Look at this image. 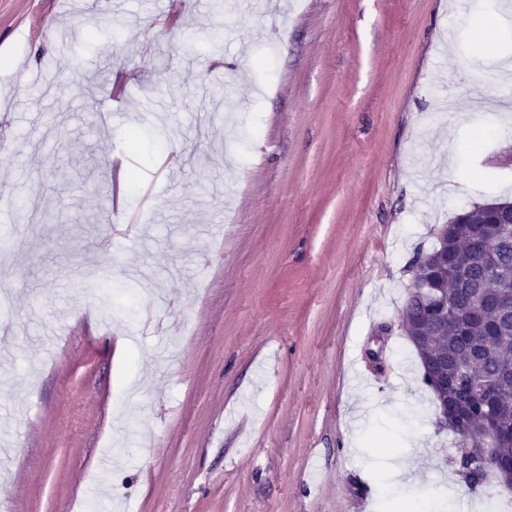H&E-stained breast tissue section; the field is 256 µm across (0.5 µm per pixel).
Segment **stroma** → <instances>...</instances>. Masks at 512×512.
<instances>
[{"label":"stroma","instance_id":"35a3bbf8","mask_svg":"<svg viewBox=\"0 0 512 512\" xmlns=\"http://www.w3.org/2000/svg\"><path fill=\"white\" fill-rule=\"evenodd\" d=\"M500 2L0 0V512L497 497L402 320L434 228L512 199ZM115 178L164 219L108 248Z\"/></svg>","mask_w":512,"mask_h":512}]
</instances>
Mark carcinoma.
I'll use <instances>...</instances> for the list:
<instances>
[{"label": "carcinoma", "instance_id": "cac0c4a2", "mask_svg": "<svg viewBox=\"0 0 512 512\" xmlns=\"http://www.w3.org/2000/svg\"><path fill=\"white\" fill-rule=\"evenodd\" d=\"M490 209L477 205L471 209L470 221L462 223L452 217L448 228H438L435 244L428 252L417 251L407 263L412 269L425 266L432 272L431 284L437 295L448 301L455 317L436 325L429 320L431 302L418 297L407 302L404 315V333L419 359L448 361V374L453 375L466 365L474 378L487 373H499L498 387L503 393L499 413L506 431L499 439L502 457L512 459V316L502 315L495 309L486 311L483 319L473 321L468 311L473 305L469 292L477 288L485 296H493L502 287L512 288V242L502 243L504 229L500 224L488 222ZM482 232L486 251L477 260L469 242ZM496 325V335L489 336L486 326ZM486 416H471L466 432H458L463 444L476 440L484 431ZM456 475L473 491L486 483L488 470L472 451L462 454L454 462Z\"/></svg>", "mask_w": 512, "mask_h": 512}]
</instances>
